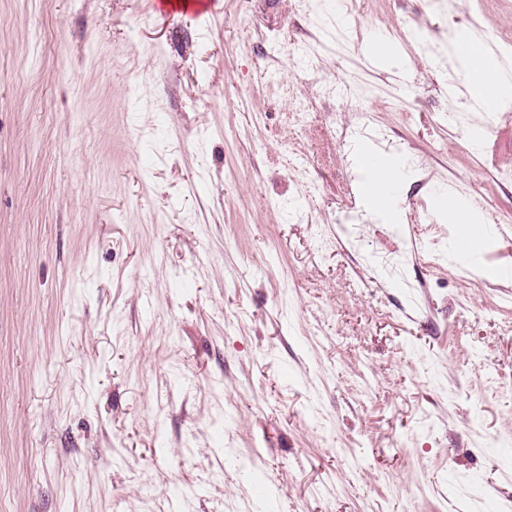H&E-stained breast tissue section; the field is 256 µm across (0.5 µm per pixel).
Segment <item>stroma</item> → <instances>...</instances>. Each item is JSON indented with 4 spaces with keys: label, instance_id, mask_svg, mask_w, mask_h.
<instances>
[{
    "label": "stroma",
    "instance_id": "1",
    "mask_svg": "<svg viewBox=\"0 0 512 512\" xmlns=\"http://www.w3.org/2000/svg\"><path fill=\"white\" fill-rule=\"evenodd\" d=\"M208 2L0 0V512H512V117L445 93L512 0ZM360 161L365 172L361 187L365 203L382 217L384 223H397L394 195L383 194L380 191V182L393 179L398 185L406 173V160L402 157L373 156L362 148ZM440 212L449 224L460 225L462 229V237L457 242V248L461 255L468 256L474 246L481 240V234L479 232L480 227L476 224H484L482 221L476 219L474 210L469 205L462 203L458 198L442 193L437 200ZM469 240H468V239Z\"/></svg>",
    "mask_w": 512,
    "mask_h": 512
}]
</instances>
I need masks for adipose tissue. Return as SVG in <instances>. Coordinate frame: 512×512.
<instances>
[{
	"label": "adipose tissue",
	"instance_id": "obj_1",
	"mask_svg": "<svg viewBox=\"0 0 512 512\" xmlns=\"http://www.w3.org/2000/svg\"><path fill=\"white\" fill-rule=\"evenodd\" d=\"M456 62L469 77L470 106L474 112H489L503 102L512 100V78L506 74V64L490 54L484 45L474 39L462 38L453 44ZM365 172L362 194L384 222L398 219L392 196L383 194L380 183L391 179L401 181L406 173V161L401 157L374 156L368 150L360 152Z\"/></svg>",
	"mask_w": 512,
	"mask_h": 512
}]
</instances>
